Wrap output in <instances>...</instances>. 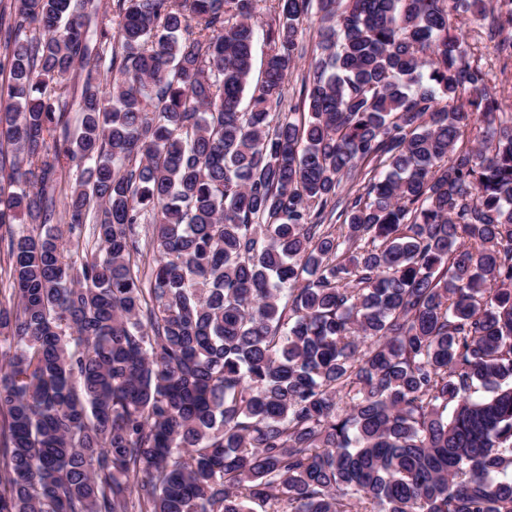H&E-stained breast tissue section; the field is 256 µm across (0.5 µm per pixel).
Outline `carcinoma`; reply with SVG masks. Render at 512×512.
Masks as SVG:
<instances>
[{
    "mask_svg": "<svg viewBox=\"0 0 512 512\" xmlns=\"http://www.w3.org/2000/svg\"><path fill=\"white\" fill-rule=\"evenodd\" d=\"M256 2L0 0V512H512V0ZM257 9L252 18V23L255 26L257 31V39L255 43L254 49V64H253V78L251 84V90L247 97L244 99L242 107L245 108L248 104L249 97L254 87L257 84V81L261 77V72L263 69V63L267 53H269V44L265 39V31L268 29V22L270 18V12L268 10L269 2L267 3H258ZM320 20L313 9L303 21L300 29L299 41L303 46V56L299 59L297 66L288 75L286 83L285 99L275 112L288 114V112H302L303 102L301 97V82L308 73L311 62L316 57L319 41ZM465 30L469 42L478 41L480 51L476 56L479 59V55H483L479 64L487 73L489 85L500 90L512 88V58H507L497 49L504 39L512 38V25L504 23V16L495 12L472 22Z\"/></svg>",
    "mask_w": 512,
    "mask_h": 512,
    "instance_id": "1",
    "label": "carcinoma"
}]
</instances>
